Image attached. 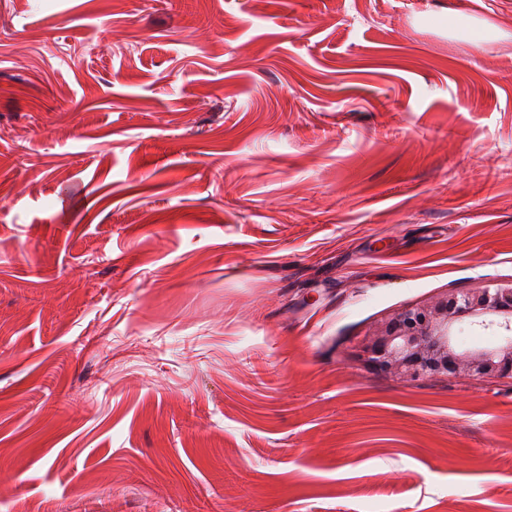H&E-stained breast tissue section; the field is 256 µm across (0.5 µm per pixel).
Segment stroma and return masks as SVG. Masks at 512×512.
I'll return each mask as SVG.
<instances>
[{
	"label": "stroma",
	"instance_id": "1",
	"mask_svg": "<svg viewBox=\"0 0 512 512\" xmlns=\"http://www.w3.org/2000/svg\"><path fill=\"white\" fill-rule=\"evenodd\" d=\"M510 283L512 0H0V512H512V380L355 356ZM448 30L467 39H493L500 34L497 28L487 21H480L462 28L452 20L448 23Z\"/></svg>",
	"mask_w": 512,
	"mask_h": 512
}]
</instances>
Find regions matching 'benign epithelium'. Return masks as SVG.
Here are the masks:
<instances>
[{
    "instance_id": "benign-epithelium-1",
    "label": "benign epithelium",
    "mask_w": 512,
    "mask_h": 512,
    "mask_svg": "<svg viewBox=\"0 0 512 512\" xmlns=\"http://www.w3.org/2000/svg\"><path fill=\"white\" fill-rule=\"evenodd\" d=\"M465 323L502 339L493 346L464 348L457 336ZM356 356L371 369L404 382L448 373L512 377V283L447 293L399 309L359 341Z\"/></svg>"
}]
</instances>
